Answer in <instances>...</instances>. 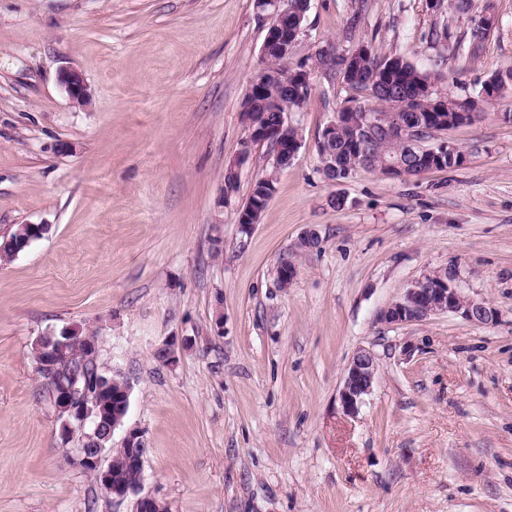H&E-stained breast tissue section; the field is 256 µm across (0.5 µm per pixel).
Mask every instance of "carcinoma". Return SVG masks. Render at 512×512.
I'll list each match as a JSON object with an SVG mask.
<instances>
[{
    "label": "carcinoma",
    "instance_id": "cac0c4a2",
    "mask_svg": "<svg viewBox=\"0 0 512 512\" xmlns=\"http://www.w3.org/2000/svg\"><path fill=\"white\" fill-rule=\"evenodd\" d=\"M485 17L475 21L470 31L469 48L478 50L484 40L488 26L484 24ZM359 71L356 78H351L350 70L343 67V57L338 55L329 70L343 75V80L349 88L368 94L370 104L355 106L344 105L337 111L340 121L336 124V134L329 144L330 161L335 166L330 168L332 178L343 180L359 170L385 171L388 163H402L408 166L407 175L416 176L432 167L437 169H452L461 165L448 160L432 159L429 153L421 154V158H409L403 144L394 139H388L377 132H369L365 113H377L387 120H407L412 117L430 126L436 133L448 130V122L444 118L470 105L477 112L502 99L512 97V69L499 70L481 83L474 94L453 95L438 89V83L443 80L439 73L424 70L410 60L398 56H382L374 47L366 45V55L358 60ZM311 89H306L302 95L286 94L277 88L265 84L261 87L258 100H269L277 94L280 105L276 111L257 104L246 107L247 117L260 127L273 128L276 126L277 112H298L303 109L310 96ZM270 176L258 178L252 186L247 202L243 205L244 214L253 211L261 213L267 205L266 191L270 190ZM44 227L34 224H20L3 241L4 253L0 261L13 258L23 251L36 238L43 234ZM87 341L79 342L72 348L70 368L79 373L78 396L96 401L100 410V418L107 429L112 427V419L122 417L120 410V385H98L96 381L106 377L98 365L95 349L98 337L86 335Z\"/></svg>",
    "mask_w": 512,
    "mask_h": 512
}]
</instances>
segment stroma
<instances>
[{"instance_id": "1", "label": "stroma", "mask_w": 512, "mask_h": 512, "mask_svg": "<svg viewBox=\"0 0 512 512\" xmlns=\"http://www.w3.org/2000/svg\"><path fill=\"white\" fill-rule=\"evenodd\" d=\"M443 27L449 39L431 41ZM265 34L253 0H0V240L46 228L0 261V512L132 510L73 465L36 372L35 340L72 325L128 382L112 444L143 432L142 491L168 512H512V99L444 132L459 168L335 183L317 141L352 92L317 71L288 115L301 146L277 171L268 146L239 156ZM362 43L470 92L512 68V0L453 14L435 0H310L290 61ZM66 68L89 106L64 92ZM269 172L273 194L242 234L238 212ZM311 228L317 246L296 251ZM287 257L297 274L282 288ZM445 269L495 324L380 322ZM168 340L171 365L155 358ZM362 348L378 371L350 418L339 390ZM59 82L73 104L86 107L92 102V92L79 72L67 69L60 73ZM45 228L34 224H20L9 235L8 241L3 240L0 245H5L4 254L0 251V261L10 260L15 254L23 251L29 244L43 234Z\"/></svg>"}]
</instances>
